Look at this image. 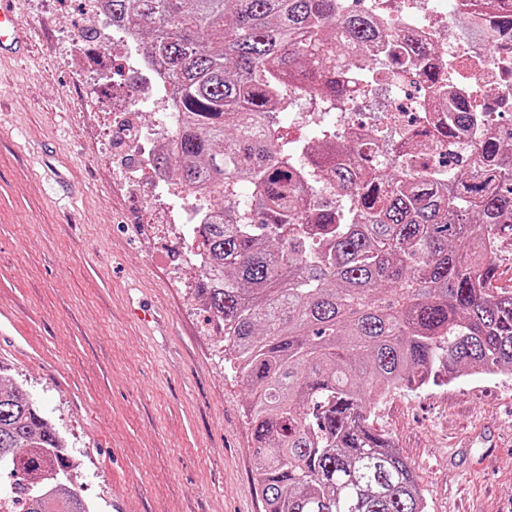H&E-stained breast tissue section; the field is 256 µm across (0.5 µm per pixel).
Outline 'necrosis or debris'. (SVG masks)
<instances>
[{
  "mask_svg": "<svg viewBox=\"0 0 512 512\" xmlns=\"http://www.w3.org/2000/svg\"><path fill=\"white\" fill-rule=\"evenodd\" d=\"M369 9L392 8L399 26L402 42L434 44L437 64H446L448 59L463 57L470 59V70L456 75L451 85V95L459 100H471L475 92H483L485 101L481 110L473 116V125L468 135L460 137L456 147L439 143L440 158L455 162L465 158L478 147L484 134L496 131L505 107L501 100L512 91V51L498 56L489 55L485 33L492 26V19H483L468 25L467 29L449 32L448 0H366ZM112 44L123 50L126 65L140 73L147 84V91L134 95L126 104L127 111L140 112L146 109L164 111L166 125L138 124L130 139L138 157L137 167L129 170L126 180L137 185L142 172L152 164L154 148L168 143L170 132L177 120V99L166 75L160 67L147 58L145 49L136 36L125 29H113ZM379 98V110L374 119L359 120L345 107L308 108L298 107L293 114L294 122L309 126L313 131L323 128L335 129L340 140L348 144L364 142L372 130H379L376 140V155L380 163L397 166L402 146L411 136L412 127H434L447 124V113L431 107L432 94L429 89L403 90L400 84L361 83L358 102ZM156 204L148 209L149 225L192 226L201 222L207 214L209 192L201 187H185L168 180L157 181Z\"/></svg>",
  "mask_w": 512,
  "mask_h": 512,
  "instance_id": "4bbe7bcc",
  "label": "necrosis or debris"
}]
</instances>
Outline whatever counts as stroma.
Listing matches in <instances>:
<instances>
[{
	"instance_id": "1",
	"label": "stroma",
	"mask_w": 512,
	"mask_h": 512,
	"mask_svg": "<svg viewBox=\"0 0 512 512\" xmlns=\"http://www.w3.org/2000/svg\"><path fill=\"white\" fill-rule=\"evenodd\" d=\"M27 47L0 51V385L27 390L78 463L92 512H262L248 391L179 238L147 233L156 177L120 180L111 100L141 81L95 57L81 0H14ZM428 512H512V386L471 374L376 400ZM498 434L500 447L453 442Z\"/></svg>"
}]
</instances>
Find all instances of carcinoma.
<instances>
[{"mask_svg": "<svg viewBox=\"0 0 512 512\" xmlns=\"http://www.w3.org/2000/svg\"><path fill=\"white\" fill-rule=\"evenodd\" d=\"M499 19L512 0H463ZM112 25L140 31L178 94L180 122L154 172L175 167L208 187L232 223L198 225L207 256L204 305L249 388L245 409L263 512H426L418 477L368 407L400 386L472 372L512 376V288L498 285L512 242V132L490 134L452 185L431 160L434 129L407 166L328 142L292 157L276 110L291 94L344 100L336 64L348 45L384 79L419 62L449 129L469 110L441 93L456 72L428 65L431 47L396 42L391 23L347 0H107ZM249 185L252 212L239 211ZM59 433L20 386L0 389V500L5 512H91Z\"/></svg>", "mask_w": 512, "mask_h": 512, "instance_id": "carcinoma-1", "label": "carcinoma"}]
</instances>
